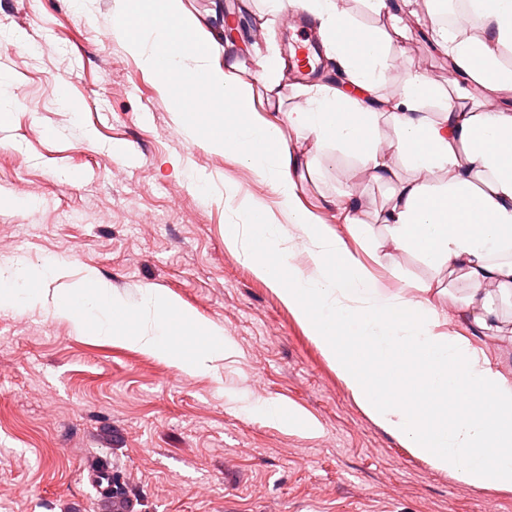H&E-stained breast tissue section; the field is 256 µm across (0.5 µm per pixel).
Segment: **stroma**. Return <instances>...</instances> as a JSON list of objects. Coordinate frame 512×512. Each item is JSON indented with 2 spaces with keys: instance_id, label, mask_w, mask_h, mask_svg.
Returning <instances> with one entry per match:
<instances>
[{
  "instance_id": "35a3bbf8",
  "label": "stroma",
  "mask_w": 512,
  "mask_h": 512,
  "mask_svg": "<svg viewBox=\"0 0 512 512\" xmlns=\"http://www.w3.org/2000/svg\"><path fill=\"white\" fill-rule=\"evenodd\" d=\"M212 33L236 79L264 94V61L281 55L284 31L260 0H182ZM400 23L346 12L383 39L388 69L377 88L391 98L403 65L447 90L445 56L428 37L435 20L414 0H393ZM114 0H0V72L20 98L0 112V263L37 267L62 259L54 287H77L87 271L129 304L143 287L171 294L223 328L236 355L187 374L90 330L77 333L52 304L0 310V512H111L92 489L86 460L108 456L121 471L133 512H512V490L475 487L431 467L372 420L280 297L224 242L236 224L249 236V199L279 211L272 185L239 157L194 143L172 120L173 105L110 35ZM237 29L224 38L226 24ZM24 37L29 50L10 44ZM309 168L296 193L321 223L347 230L332 201L385 202L356 158L285 129ZM206 179L217 200L190 183ZM35 200L34 209L18 200ZM446 332L465 336L493 367L512 375V339H491L433 299ZM277 403L312 420L316 432L249 414Z\"/></svg>"
}]
</instances>
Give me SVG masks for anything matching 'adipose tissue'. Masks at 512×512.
Masks as SVG:
<instances>
[{"instance_id":"1","label":"adipose tissue","mask_w":512,"mask_h":512,"mask_svg":"<svg viewBox=\"0 0 512 512\" xmlns=\"http://www.w3.org/2000/svg\"><path fill=\"white\" fill-rule=\"evenodd\" d=\"M469 2L483 37L438 25L435 43L478 87L512 89V69L502 62L504 51L512 52V0ZM296 5L318 19L345 83L311 89L308 108L283 118L256 106L232 65L201 62L206 38L182 0H117L111 33L156 77L178 127L209 151L237 154L281 195L284 220L271 215L254 225L246 259L309 329L357 403L436 470L476 487L511 489L512 378L464 337L440 331L432 301L444 292L440 282L406 278L403 294L387 292L343 239L299 204L293 175L305 159L283 130L357 157L371 183L390 187V203L377 216L385 229L380 239L360 219L359 197L339 200L350 233L377 250L378 261L393 266L411 253L434 273L466 281V295L455 301L459 316L496 336L504 331L497 302L512 299V111H474L412 67L397 97L380 98L386 59L377 36L347 15L341 0ZM382 122L393 131L385 145L376 137ZM401 165L408 177L399 175ZM297 238L307 241L302 268L290 246ZM63 272L58 261L1 264L0 309L35 307L41 297L33 284ZM54 308L79 330L107 320L113 337L164 355L186 373L211 370L235 351L223 328L201 324L166 291L143 288L132 306L92 272L57 295Z\"/></svg>"}]
</instances>
